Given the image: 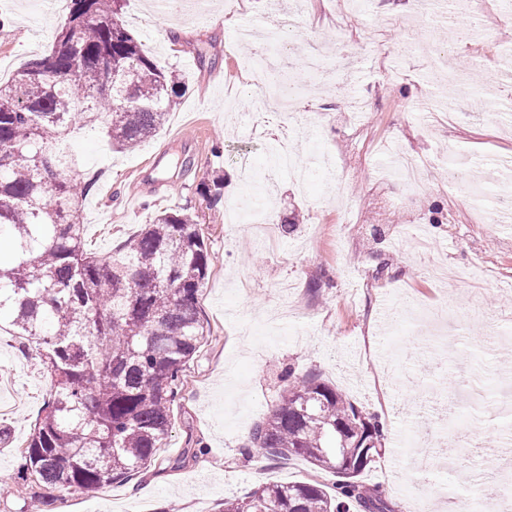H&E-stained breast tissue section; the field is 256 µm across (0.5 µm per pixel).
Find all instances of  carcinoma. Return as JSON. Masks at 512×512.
I'll use <instances>...</instances> for the list:
<instances>
[{
    "label": "carcinoma",
    "instance_id": "1",
    "mask_svg": "<svg viewBox=\"0 0 512 512\" xmlns=\"http://www.w3.org/2000/svg\"><path fill=\"white\" fill-rule=\"evenodd\" d=\"M51 50L0 83V316L37 340L55 390L25 449L35 481L96 492L157 460L180 373L205 337L199 292L210 257L198 224L164 211L122 248H85L79 203L95 178L64 149L84 128L132 150L166 122L184 76L146 55L124 0H69ZM224 178L201 182L215 205ZM379 425L315 377L288 384L252 444L338 478L267 484L218 512H385L358 481L382 455Z\"/></svg>",
    "mask_w": 512,
    "mask_h": 512
}]
</instances>
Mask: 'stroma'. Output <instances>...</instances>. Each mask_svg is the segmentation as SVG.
<instances>
[{"mask_svg": "<svg viewBox=\"0 0 512 512\" xmlns=\"http://www.w3.org/2000/svg\"><path fill=\"white\" fill-rule=\"evenodd\" d=\"M480 38L460 43L415 0H126L124 20L145 53L186 74L188 87L164 128L135 150H113L101 133L81 130L68 149L97 175L83 201L87 250L109 255L160 212L186 209L199 223L210 268L199 301L206 338L187 364L172 406V426L155 464L99 491L62 493L22 479L23 451L52 381L32 339L0 321V512H216L269 483L322 482L302 457L267 459L250 446L289 381L316 377L354 402L382 429L384 453L361 479L389 512H417L427 494L449 512L475 474L460 460L433 457L415 469L401 444L421 392L439 408L455 406L457 431L471 433L484 467L512 483V446H502L486 404L463 398L461 374L481 358L489 384L512 381V359L485 344L512 327V227L472 223L468 190L495 165L486 205L512 186V130L488 121L480 97L499 55L512 49V11L488 0ZM0 79L47 54L69 13L68 0H0ZM288 27L299 49L280 54V69L299 72L303 51L323 49L324 75L307 81L289 122L241 68L260 40L237 26ZM352 53L359 84L345 82L337 58ZM466 87L454 121L424 118L419 102ZM287 141L307 161L304 181L271 169L268 146ZM395 142L425 166L427 190L405 196L382 147ZM249 156L263 204L277 225L273 248L257 246L243 224L224 219L246 204L239 160ZM462 165L467 191L449 189V160ZM223 175L220 204L200 183ZM344 180L330 196L331 176ZM455 326L439 343L419 316L443 299Z\"/></svg>", "mask_w": 512, "mask_h": 512, "instance_id": "stroma-1", "label": "stroma"}]
</instances>
